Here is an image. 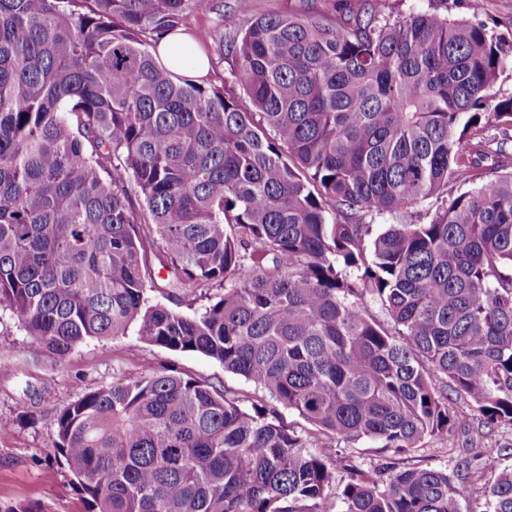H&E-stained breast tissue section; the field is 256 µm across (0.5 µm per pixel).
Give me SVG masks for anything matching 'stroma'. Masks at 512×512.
<instances>
[{
    "label": "stroma",
    "mask_w": 512,
    "mask_h": 512,
    "mask_svg": "<svg viewBox=\"0 0 512 512\" xmlns=\"http://www.w3.org/2000/svg\"><path fill=\"white\" fill-rule=\"evenodd\" d=\"M304 0H224V29L247 17L288 13ZM451 15L476 17L512 44V0H456ZM173 367L224 385L248 397L258 392L243 377L199 353L171 352L141 341L135 331L108 340H89L59 358L35 345L9 311L0 309V501L35 503L43 512H87L63 459L55 457L54 415L85 392L120 381L129 370ZM462 431L427 440L409 454L411 467L453 470L466 448Z\"/></svg>",
    "instance_id": "1"
}]
</instances>
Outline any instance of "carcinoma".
Masks as SVG:
<instances>
[{"instance_id": "cac0c4a2", "label": "carcinoma", "mask_w": 512, "mask_h": 512, "mask_svg": "<svg viewBox=\"0 0 512 512\" xmlns=\"http://www.w3.org/2000/svg\"><path fill=\"white\" fill-rule=\"evenodd\" d=\"M222 7L0 0V308L60 357L135 322L263 392L130 372L56 412L54 455L91 512H326L332 489L341 512H512V468L463 493L505 446L403 466L463 426L450 392L482 435L512 424V47L447 0L190 27ZM169 36L221 84L167 66ZM362 439L371 471L328 452Z\"/></svg>"}]
</instances>
